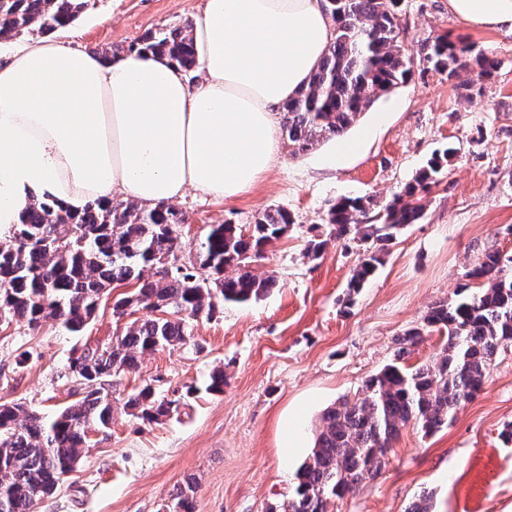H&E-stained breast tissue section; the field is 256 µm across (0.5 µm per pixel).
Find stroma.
Segmentation results:
<instances>
[{"instance_id":"stroma-1","label":"stroma","mask_w":512,"mask_h":512,"mask_svg":"<svg viewBox=\"0 0 512 512\" xmlns=\"http://www.w3.org/2000/svg\"><path fill=\"white\" fill-rule=\"evenodd\" d=\"M200 9L201 0H97L55 37L97 53L197 20ZM399 22L415 59L412 75L349 129L353 153L340 154L334 138L304 153L283 139L273 167L239 197L191 190L177 201L187 218L178 230L184 261L210 225H248L266 208H288L292 231L251 265L279 286L257 302L191 321L189 346L146 356L135 372L115 378L119 399L155 380L164 396L196 393L160 424L115 408L107 432L93 434L75 471L36 512H165L186 483L195 487V512H266L291 494L321 412L362 391L394 359L400 337L468 284L485 252L512 257V33L466 24L449 13L448 0H402ZM440 34L492 53L497 69L483 79L425 70L420 44ZM470 80L481 92L468 98L459 86ZM450 145L457 154L426 194L423 218L406 227L358 294L348 293L347 282L369 243L347 236L319 260L306 256L312 234L330 231L331 204L360 196L384 207ZM120 330L107 302L80 336L52 321L36 330L1 326L0 403L54 412L79 387L68 368L72 351L109 343ZM219 366L227 383L211 395L204 385ZM509 424L512 345L499 350L480 393L448 426L428 436L406 426L381 473L331 501L329 512H405L424 495L433 512H512V443L501 437Z\"/></svg>"}]
</instances>
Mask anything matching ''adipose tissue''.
Here are the masks:
<instances>
[{
	"label": "adipose tissue",
	"mask_w": 512,
	"mask_h": 512,
	"mask_svg": "<svg viewBox=\"0 0 512 512\" xmlns=\"http://www.w3.org/2000/svg\"><path fill=\"white\" fill-rule=\"evenodd\" d=\"M448 8L512 32V0ZM333 31L323 0H204L197 81L160 55L24 44L0 63V234L46 195L73 210L116 194L153 207L190 188L238 197L273 165L278 115Z\"/></svg>",
	"instance_id": "obj_1"
}]
</instances>
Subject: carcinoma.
<instances>
[{
    "mask_svg": "<svg viewBox=\"0 0 512 512\" xmlns=\"http://www.w3.org/2000/svg\"><path fill=\"white\" fill-rule=\"evenodd\" d=\"M96 0H0V39L68 27ZM335 22L327 52L308 84L283 106L282 134L294 152L323 139L342 138L383 93L407 81L413 61L404 52L398 21L401 0H324ZM193 23L148 31L126 48L105 52L160 54L187 72L200 67L192 41ZM419 61L452 78L463 70L488 77L499 61L446 36L426 39ZM454 149L435 153L404 194L373 216L370 201L348 198L328 212L330 237L308 241L318 259L330 238L349 234L370 241L374 251L351 270L349 292L358 293L382 265L400 233L424 215V193L437 183ZM185 214L170 204L146 207L110 198L70 212L50 197L34 201L0 243V323L37 329L57 321L78 335L95 319L113 289L132 290L112 300V316L140 310L112 343L86 348L71 358L81 385L79 397L45 416L25 402L0 404V512H34L73 471L89 447L92 431L112 423L110 379L137 369L139 358L184 346L189 321L211 319L224 304L264 298L277 280L249 266L292 229L284 207L268 208L254 223L213 224L195 259L179 262L177 229ZM470 282L452 301L441 302L423 325L405 333L415 344L432 331L445 334L440 354L416 367L396 362L365 382L362 396L343 398L320 415L311 454L299 467L292 495L267 512H327L365 477L380 473L401 430L412 424L424 434L439 431L482 390L498 351L512 344V272L497 252L485 254L469 272ZM181 399L158 396L149 383L123 409L144 423L159 424L179 414Z\"/></svg>",
    "mask_w": 512,
    "mask_h": 512,
    "instance_id": "1",
    "label": "carcinoma"
}]
</instances>
